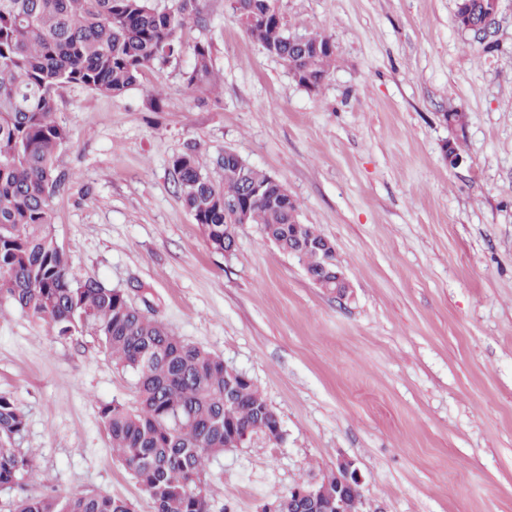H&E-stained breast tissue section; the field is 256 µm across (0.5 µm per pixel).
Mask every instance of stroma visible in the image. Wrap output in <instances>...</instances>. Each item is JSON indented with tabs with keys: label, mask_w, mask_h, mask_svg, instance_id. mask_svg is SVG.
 Segmentation results:
<instances>
[{
	"label": "stroma",
	"mask_w": 512,
	"mask_h": 512,
	"mask_svg": "<svg viewBox=\"0 0 512 512\" xmlns=\"http://www.w3.org/2000/svg\"><path fill=\"white\" fill-rule=\"evenodd\" d=\"M278 7L335 46L318 92L243 32L230 0H198L183 55L123 96L61 89L69 179L51 232L76 276L148 302L278 414L283 441L210 463V512H264L343 458L363 476L364 512H512V0L490 52L458 27L457 0ZM209 38L223 88L194 98L190 48ZM190 148L204 170L229 149L285 184L302 223L334 243L351 299L314 285L261 225L215 251L171 168ZM0 395L25 413L37 465L0 490V512L50 491L155 512L98 415L112 400L136 407V378L91 329L60 337L0 304Z\"/></svg>",
	"instance_id": "obj_1"
}]
</instances>
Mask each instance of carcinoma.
Instances as JSON below:
<instances>
[{"label": "carcinoma", "mask_w": 512, "mask_h": 512, "mask_svg": "<svg viewBox=\"0 0 512 512\" xmlns=\"http://www.w3.org/2000/svg\"><path fill=\"white\" fill-rule=\"evenodd\" d=\"M0 0V301L47 322L58 336L89 326L112 361L131 370L140 407L119 402L99 407L112 451L157 512H210L208 495L196 492L208 463L224 454L232 431L263 434L279 420L252 380L212 352L173 333L161 319L143 314L128 294L96 279H81L70 254L50 232L51 199L64 182L56 158L69 131L55 119L58 90L82 86L119 97L146 71L182 54V32L197 0ZM237 21L263 51L288 63V73L317 92L334 61V46L320 31H303L305 42L288 41L282 14L271 0H238ZM194 95L218 89L213 46H193L184 74ZM213 177L194 149L172 159L183 206L217 251H224V205L248 203L249 223L260 224L280 251L300 242L305 272L323 277L336 256L330 240L279 201V186L266 171L234 157H216ZM262 188L247 201L248 189ZM24 412L0 396V490L36 476L19 448ZM14 512H130L119 498L92 493L27 496Z\"/></svg>", "instance_id": "cac0c4a2"}]
</instances>
